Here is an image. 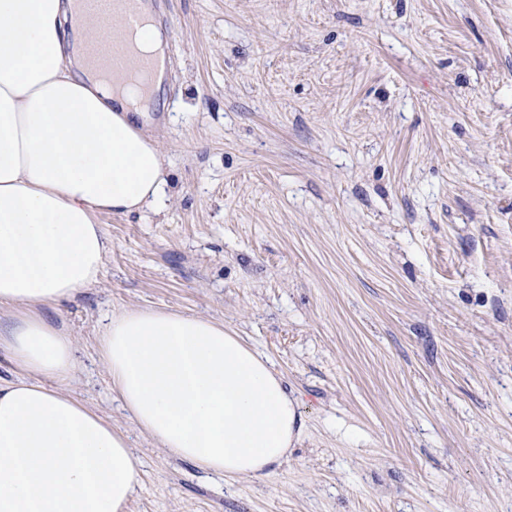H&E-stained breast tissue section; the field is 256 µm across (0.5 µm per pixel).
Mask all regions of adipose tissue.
<instances>
[{"mask_svg":"<svg viewBox=\"0 0 512 512\" xmlns=\"http://www.w3.org/2000/svg\"><path fill=\"white\" fill-rule=\"evenodd\" d=\"M73 0H0V351L23 378L0 385V512H126L142 461L125 432L64 389L72 336L48 318L97 284L110 242L101 214L152 203L164 155L79 45ZM100 358L136 426L227 478L281 463L298 434L282 380L223 323L177 311L113 316Z\"/></svg>","mask_w":512,"mask_h":512,"instance_id":"ef3b65f1","label":"adipose tissue"}]
</instances>
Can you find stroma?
Wrapping results in <instances>:
<instances>
[{"instance_id":"stroma-1","label":"stroma","mask_w":512,"mask_h":512,"mask_svg":"<svg viewBox=\"0 0 512 512\" xmlns=\"http://www.w3.org/2000/svg\"><path fill=\"white\" fill-rule=\"evenodd\" d=\"M146 127L162 212L104 214L52 310L66 390L143 461L128 512H512V0H158ZM223 322L299 404L280 466L227 479L114 400L106 319Z\"/></svg>"}]
</instances>
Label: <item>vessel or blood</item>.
<instances>
[{
	"label": "vessel or blood",
	"mask_w": 512,
	"mask_h": 512,
	"mask_svg": "<svg viewBox=\"0 0 512 512\" xmlns=\"http://www.w3.org/2000/svg\"><path fill=\"white\" fill-rule=\"evenodd\" d=\"M74 3L84 22L113 28L111 38L86 46L90 64L116 79L137 73L167 75L166 56L141 54L131 38L133 32L139 31L150 20L149 0H74Z\"/></svg>",
	"instance_id": "obj_1"
}]
</instances>
